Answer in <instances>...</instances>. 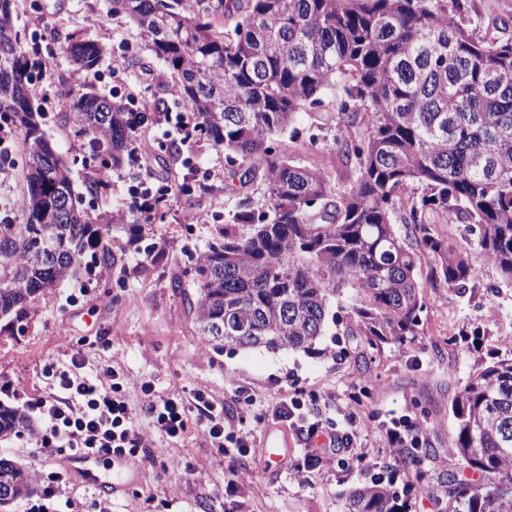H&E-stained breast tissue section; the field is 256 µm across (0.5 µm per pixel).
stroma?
<instances>
[{
	"instance_id": "35a3bbf8",
	"label": "stroma",
	"mask_w": 512,
	"mask_h": 512,
	"mask_svg": "<svg viewBox=\"0 0 512 512\" xmlns=\"http://www.w3.org/2000/svg\"><path fill=\"white\" fill-rule=\"evenodd\" d=\"M462 3L464 16L478 24L477 37L496 36L499 23L512 35V0ZM14 23L31 60L44 68L40 82L47 135L69 168L75 192L83 196V209L90 219L105 220L102 233L118 262L112 269L82 270L64 280L31 305L26 320L13 325L0 321V382L15 390L9 403L18 408L36 403L51 390V367L68 366L77 356L87 373L114 370L123 379L150 383L158 396L188 400L204 392L230 418L246 417L251 426L280 395L302 390L314 394V408L335 420L355 407L368 430L362 463L347 469L331 463L300 483L290 479L283 464L267 470L261 460L248 456L225 460L192 424L178 441L148 437L138 454L126 460L122 473H115L111 456L104 454L95 465L96 480L70 472L55 496L38 492L30 503L42 505L43 512H95L103 498L110 499L112 512H346L341 493L370 481L369 464H377L387 478L401 474L382 428L392 416L403 414L427 429L431 452L422 468L429 478L458 469L457 459L448 454L453 432L448 408L473 371L496 354L512 351V286L484 263L477 230L456 222L438 225L439 233L470 250L477 288L474 294L461 295L441 284L426 286L422 330L411 342L373 349L363 337L351 335L349 312L364 299L347 288L331 301L336 321L327 326L317 352L201 349L187 304L194 293L193 263L223 225L228 196L221 192L202 198L199 203L210 212L205 220L197 217V202L188 195L169 193L160 204L166 218L155 223L133 206L130 187L139 183L154 192L183 179L195 186L208 184L211 170L224 166L223 151L204 141L189 143L176 162L154 165L149 172L128 161L113 169L108 188L87 195L85 184L98 156L62 109L63 86L78 90L89 84L111 100L160 98L167 111L175 112L178 104L164 92L168 71L155 59L145 70L114 69L103 56L89 74L59 54L49 39L53 30L62 35L75 31L95 41L107 33L115 53L143 56L137 29L112 14L107 0H14ZM336 112L330 95L324 107L298 113L295 127H319L320 142L308 149L286 139L282 149L306 166L325 163L336 151ZM0 130L10 136L0 147V225L20 224L27 191L23 137L8 122ZM177 278L182 281L178 288L172 285ZM235 385L249 396V404L234 398ZM0 456L50 473L66 465L71 454H41L33 433L26 431L0 440ZM230 466L244 481L260 484L262 495L226 502L224 472Z\"/></svg>"
}]
</instances>
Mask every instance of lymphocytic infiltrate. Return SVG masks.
<instances>
[{
	"instance_id": "f902f5d3",
	"label": "lymphocytic infiltrate",
	"mask_w": 512,
	"mask_h": 512,
	"mask_svg": "<svg viewBox=\"0 0 512 512\" xmlns=\"http://www.w3.org/2000/svg\"><path fill=\"white\" fill-rule=\"evenodd\" d=\"M81 367L76 360L71 369L59 372L53 392L29 408L43 426L38 440L43 454L69 450L122 457L136 452L150 431L172 441L181 439L192 420L226 459L258 454L254 429L232 428L223 411L204 396L191 402L158 397L146 382L136 386L151 417L150 431H143L122 383L81 375ZM270 416L272 423L293 429L305 446L301 461L289 467L298 481H308L329 462L347 467L360 459L357 447L364 429L352 415H344L339 424L311 416L304 394L297 391L276 399Z\"/></svg>"
}]
</instances>
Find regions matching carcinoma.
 <instances>
[{"label": "carcinoma", "instance_id": "obj_1", "mask_svg": "<svg viewBox=\"0 0 512 512\" xmlns=\"http://www.w3.org/2000/svg\"><path fill=\"white\" fill-rule=\"evenodd\" d=\"M110 2L191 111L180 143L224 150V191L235 203L196 261L188 299L214 350L313 352L344 288L364 297L350 320L368 345L412 340L426 306L423 262L432 282L461 293L475 286L469 249L441 237L436 217L477 226L485 263L512 283V38H476L461 0ZM58 51L90 72L101 44L71 33ZM36 69L13 0H0V116L27 149L24 223L0 233V319L23 318L89 250L106 269L117 262L42 128ZM338 75L331 166L354 172L346 194L333 189L330 166H301L274 145L298 112L325 105ZM67 100L77 133L114 166L130 151L132 122L149 119L94 93ZM256 181L259 204L245 192ZM449 414L448 455L478 478L449 470L424 489L441 512H512V354L475 370ZM27 427L0 403V439ZM33 486L27 468L0 457V512ZM345 499L347 512H401L381 482Z\"/></svg>", "mask_w": 512, "mask_h": 512}]
</instances>
